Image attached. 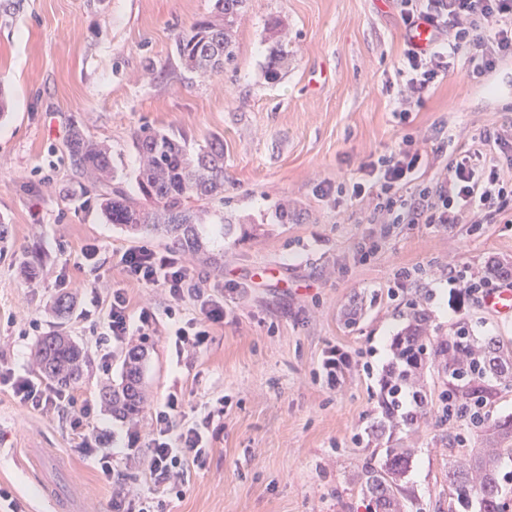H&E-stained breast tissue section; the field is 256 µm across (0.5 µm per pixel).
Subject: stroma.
Returning a JSON list of instances; mask_svg holds the SVG:
<instances>
[{"label": "stroma", "instance_id": "35a3bbf8", "mask_svg": "<svg viewBox=\"0 0 512 512\" xmlns=\"http://www.w3.org/2000/svg\"><path fill=\"white\" fill-rule=\"evenodd\" d=\"M215 0H0V366L44 382L35 346L61 333L85 351L66 401L48 410L21 405L0 389V487L17 512H57L44 489L67 488L80 512H112L124 492L162 501L164 512H371L362 472L375 449L367 427L381 417L380 379L392 339L409 313L426 312L449 334L512 341V320L462 294L448 264L492 282L512 281V223L369 224L360 207L338 202V184L364 181V164L405 134L461 144L512 129V61L480 79L464 62L440 79L414 120L392 114L401 82L403 29L393 0H247L223 72L185 70L177 35ZM288 29V59L276 64L270 19ZM276 66L278 80L266 71ZM110 147L132 176L135 133L150 128L188 148L224 143V195L197 203L192 251L174 236L106 223L94 184L72 167V127ZM378 238V252L361 247ZM100 248L99 268L80 257ZM151 245L188 259L227 315L204 347L177 353L175 321L200 315L185 299L166 314L164 289L128 281L116 255ZM417 280L401 282L400 268ZM124 289L131 316L156 315L147 336L105 343L101 320L83 318L90 295L108 302ZM70 300L68 314L55 308ZM145 354V402L135 421L112 414L102 397L119 385L131 350ZM340 367L328 379L323 362ZM426 416L411 445L404 512H479L448 494V442L472 448L467 418L444 419L436 369L424 371ZM180 424L209 422L207 450L185 465L182 492L155 483L150 446L155 414L170 395ZM93 412L71 426L75 403ZM111 454L112 477L95 457Z\"/></svg>", "mask_w": 512, "mask_h": 512}]
</instances>
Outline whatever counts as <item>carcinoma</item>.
<instances>
[{
    "mask_svg": "<svg viewBox=\"0 0 512 512\" xmlns=\"http://www.w3.org/2000/svg\"><path fill=\"white\" fill-rule=\"evenodd\" d=\"M245 2L215 0L210 16L177 35L175 51L185 69L202 76L224 70L232 57L233 27ZM133 144L139 157L135 196L122 185L110 151L90 142L80 128L72 129L67 149L76 171L100 187L99 207L109 223L188 234L197 220L189 203L224 194V144L214 141L190 151L171 136L150 130L136 134ZM424 349L452 378L453 386L442 393V400L458 412L484 402L492 383L512 382V346L493 337L478 341L463 327L450 336L438 331L432 336L425 315L417 312L394 337L393 361L380 384L383 421L371 433L399 423L413 426L423 418L419 410L402 411L401 398L415 387L425 367ZM36 354L44 374L60 386L80 378L82 349L71 338L47 336L38 343ZM141 360V354L131 353L122 387L107 393L112 411L124 418H135L143 403ZM483 442L487 447L449 454L448 491L459 501L477 497L480 512H501L499 463L502 455H512V448L504 447L512 442V416L493 422L484 431ZM411 463L409 449L389 446L378 465L367 464L362 490L375 512H400Z\"/></svg>",
    "mask_w": 512,
    "mask_h": 512,
    "instance_id": "cac0c4a2",
    "label": "carcinoma"
}]
</instances>
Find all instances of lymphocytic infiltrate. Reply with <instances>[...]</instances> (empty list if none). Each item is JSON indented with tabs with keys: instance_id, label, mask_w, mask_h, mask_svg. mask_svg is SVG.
Returning <instances> with one entry per match:
<instances>
[{
	"instance_id": "lymphocytic-infiltrate-1",
	"label": "lymphocytic infiltrate",
	"mask_w": 512,
	"mask_h": 512,
	"mask_svg": "<svg viewBox=\"0 0 512 512\" xmlns=\"http://www.w3.org/2000/svg\"><path fill=\"white\" fill-rule=\"evenodd\" d=\"M403 27L416 22L430 24L434 39L430 47L405 46L394 111L406 125L416 108L422 107L435 82L447 75L458 57H465L474 78H482L505 60H512V0H395ZM506 140L486 133L446 164V177L423 182L430 164L423 144L404 136L390 152L365 167L367 183L338 185L336 193L353 206L365 205L373 224H492L512 214V174L499 166V152ZM118 263L128 280L147 287L163 288L172 304L191 293L190 268L183 255L152 246H136L122 252ZM224 302L203 299L201 316L177 327L176 348H197L206 343L209 326L222 322ZM156 317L141 309L131 317L123 289L112 292L104 327L113 342H124L131 333L146 335ZM0 388L9 389L19 402L34 410L55 406L61 393L52 391L10 368L0 369ZM181 413L177 396H169L156 416V436L151 448L150 471L157 484L177 490L181 466L199 460L207 441L198 426L174 428Z\"/></svg>"
}]
</instances>
